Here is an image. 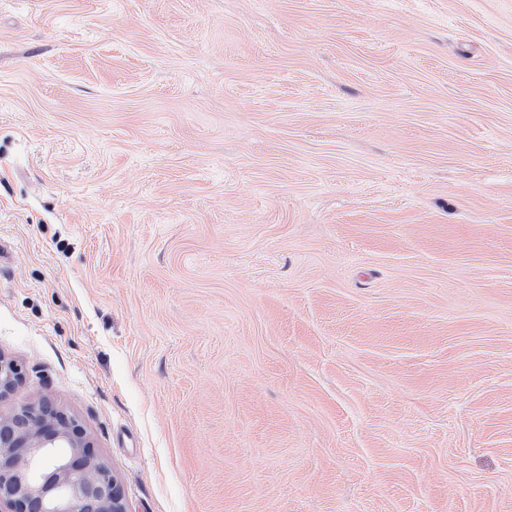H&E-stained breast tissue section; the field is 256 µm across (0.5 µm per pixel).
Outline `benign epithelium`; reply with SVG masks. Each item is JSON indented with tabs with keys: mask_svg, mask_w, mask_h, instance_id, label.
<instances>
[{
	"mask_svg": "<svg viewBox=\"0 0 512 512\" xmlns=\"http://www.w3.org/2000/svg\"><path fill=\"white\" fill-rule=\"evenodd\" d=\"M18 379L16 366L0 357V399ZM2 506L7 512H128L82 425L49 398L0 412Z\"/></svg>",
	"mask_w": 512,
	"mask_h": 512,
	"instance_id": "7a95c632",
	"label": "benign epithelium"
}]
</instances>
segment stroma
<instances>
[{
	"label": "stroma",
	"mask_w": 512,
	"mask_h": 512,
	"mask_svg": "<svg viewBox=\"0 0 512 512\" xmlns=\"http://www.w3.org/2000/svg\"><path fill=\"white\" fill-rule=\"evenodd\" d=\"M0 353L129 512H512V0H0Z\"/></svg>",
	"instance_id": "obj_1"
}]
</instances>
